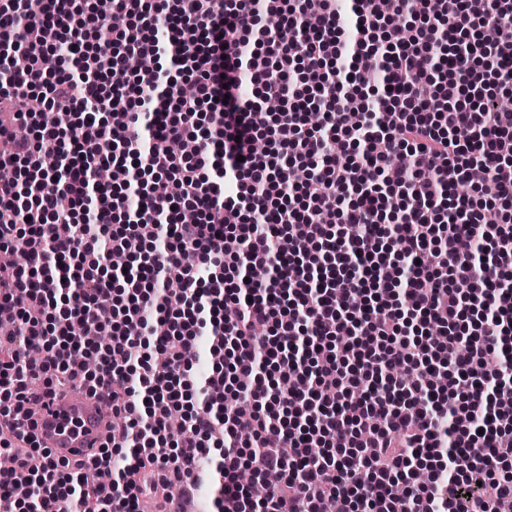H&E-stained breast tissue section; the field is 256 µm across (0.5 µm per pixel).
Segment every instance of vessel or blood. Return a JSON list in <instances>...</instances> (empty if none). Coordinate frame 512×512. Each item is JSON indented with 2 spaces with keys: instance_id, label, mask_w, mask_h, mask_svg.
<instances>
[{
  "instance_id": "b4317fda",
  "label": "vessel or blood",
  "mask_w": 512,
  "mask_h": 512,
  "mask_svg": "<svg viewBox=\"0 0 512 512\" xmlns=\"http://www.w3.org/2000/svg\"><path fill=\"white\" fill-rule=\"evenodd\" d=\"M33 420L37 446L68 461L95 458L112 426L101 398L83 388L44 398Z\"/></svg>"
}]
</instances>
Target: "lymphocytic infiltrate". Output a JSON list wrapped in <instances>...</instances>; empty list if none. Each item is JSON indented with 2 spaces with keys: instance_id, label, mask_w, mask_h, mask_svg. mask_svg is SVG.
<instances>
[{
  "instance_id": "f902f5d3",
  "label": "lymphocytic infiltrate",
  "mask_w": 512,
  "mask_h": 512,
  "mask_svg": "<svg viewBox=\"0 0 512 512\" xmlns=\"http://www.w3.org/2000/svg\"><path fill=\"white\" fill-rule=\"evenodd\" d=\"M79 13L0 0V36L32 58L0 79V253L17 257L0 266V417L23 427L31 387L78 381L110 403L112 435L86 465L47 458L22 482L0 469V498L22 485L34 512L157 497L193 512L204 487L213 512H512V410L497 402L512 364L494 357L512 339V113L497 104L512 0H354L353 33L336 0ZM116 17L128 31L91 41ZM61 45L84 77L52 75ZM135 56L154 67L113 84ZM244 71L281 105L265 125ZM183 77L192 95H175ZM37 90L66 124L29 109ZM191 136L178 162L170 145ZM476 167L488 184L457 194ZM494 201L510 212L490 225ZM184 209L194 223L174 220ZM116 250L135 266L113 269ZM248 265L270 278L242 282ZM146 457L171 480L131 482Z\"/></svg>"
}]
</instances>
